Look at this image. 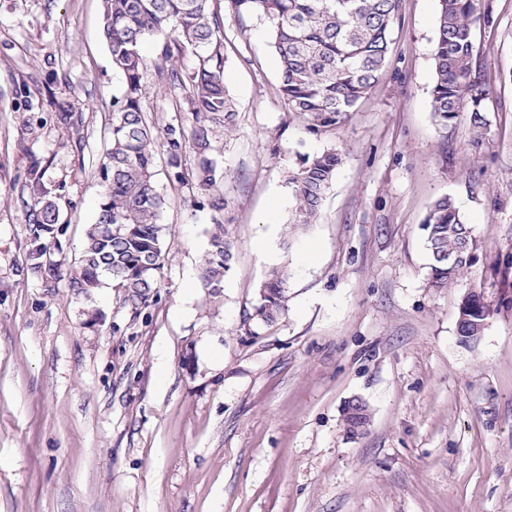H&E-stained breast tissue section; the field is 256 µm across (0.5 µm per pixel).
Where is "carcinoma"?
<instances>
[{
	"instance_id": "1",
	"label": "carcinoma",
	"mask_w": 512,
	"mask_h": 512,
	"mask_svg": "<svg viewBox=\"0 0 512 512\" xmlns=\"http://www.w3.org/2000/svg\"><path fill=\"white\" fill-rule=\"evenodd\" d=\"M211 0H105L103 34L112 67L124 80L121 98L113 105L112 147L102 165L103 192L95 223L86 233L80 263L68 268L52 259L58 212L50 201L35 200L30 208L31 269L44 279L67 277L69 287L88 293L107 273L123 289L122 304L137 313L157 294L169 227L159 223L164 197L154 183L155 141L140 108L145 92L142 42L161 40L159 68L163 80L185 90L184 103L195 125L190 136L170 127L166 146L173 177L182 182L181 157L187 145L197 155L195 179L208 197L214 231L202 267L205 287L218 296L232 259V243L224 227V195L211 158L214 129L228 133L236 126L235 104L224 85L225 16L211 10ZM231 17L265 18L271 23V46L281 64L280 92L288 112L313 131L336 124L354 111L374 86L387 63L390 34L399 0H225ZM487 19L479 0H439L433 50L431 88L434 117L443 125L467 108L479 135L488 127L484 91L473 67L472 29ZM189 48L197 58L193 71L181 72L170 61ZM340 159L327 151L300 158L288 172L295 199L293 223L310 224L320 211ZM423 227L430 257V283L447 288L471 269L479 243L460 211L447 197L429 208ZM285 269H275L263 284V303L251 318L274 321L284 310ZM463 336H478L497 307L484 295H466ZM370 421L361 398L347 402L343 424L348 434Z\"/></svg>"
}]
</instances>
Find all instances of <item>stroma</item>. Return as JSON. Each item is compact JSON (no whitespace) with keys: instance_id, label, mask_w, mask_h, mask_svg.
Masks as SVG:
<instances>
[{"instance_id":"stroma-1","label":"stroma","mask_w":512,"mask_h":512,"mask_svg":"<svg viewBox=\"0 0 512 512\" xmlns=\"http://www.w3.org/2000/svg\"><path fill=\"white\" fill-rule=\"evenodd\" d=\"M480 3L493 16L472 32L481 136L468 112L445 126L432 114L438 0H399L378 82L316 132L280 94L269 22L226 17L237 120L212 157L234 248L217 297L201 280L212 212L192 179H172L165 147L193 115L147 39L141 107L172 235L158 293L135 313L116 285L80 294L28 261L35 198L58 207L68 266L101 202L123 92L103 2L0 0V512H512V0ZM332 150L316 220L291 226L289 169ZM442 197L480 248L434 288L422 224ZM276 268L286 309L252 320ZM473 291L498 311L465 342ZM354 397L371 421L352 437ZM369 421V407L363 399L352 398L347 402L343 410V424L348 434L352 436L359 435L358 431L365 427ZM368 426L363 430V433Z\"/></svg>"}]
</instances>
